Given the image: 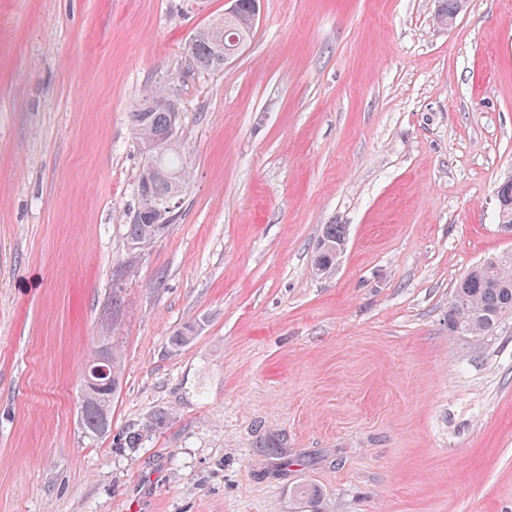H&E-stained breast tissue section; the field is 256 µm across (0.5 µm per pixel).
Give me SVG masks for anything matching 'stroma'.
<instances>
[{
	"mask_svg": "<svg viewBox=\"0 0 512 512\" xmlns=\"http://www.w3.org/2000/svg\"><path fill=\"white\" fill-rule=\"evenodd\" d=\"M227 7L0 0V512H512V314L448 331L457 281L512 253V0L449 27L437 0H264L199 71L183 47ZM158 87L190 181L136 249L130 113ZM344 238L345 228L343 225H325L313 260V270L317 275H326L333 270L336 265V257H338L336 255L339 254L343 246V243L340 241H344ZM112 363V365H111ZM112 370V390L104 387L101 391L91 396L92 402L87 406L86 401L89 400L88 394L91 389H94L103 380V377L109 375ZM122 381L121 375V359L118 352L110 348H103L99 354L86 364V372L84 380L81 383V390L83 395L82 410L87 406L82 415V422L85 437L94 439L106 433H100V407L104 405L109 412V417L112 420V400L116 396Z\"/></svg>",
	"mask_w": 512,
	"mask_h": 512,
	"instance_id": "1",
	"label": "stroma"
}]
</instances>
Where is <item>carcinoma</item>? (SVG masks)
I'll return each mask as SVG.
<instances>
[{
    "label": "carcinoma",
    "instance_id": "1",
    "mask_svg": "<svg viewBox=\"0 0 512 512\" xmlns=\"http://www.w3.org/2000/svg\"><path fill=\"white\" fill-rule=\"evenodd\" d=\"M251 0H240L238 11L215 23L195 30L185 43L184 52L201 70L217 71L224 68V52L229 43L219 45L213 32L214 25L235 33L243 43H250L255 26L251 24ZM180 111L178 100L166 89H157L145 95L130 113V120L143 153L153 147L159 158L154 165L143 162L137 177L136 203L126 213V238L137 248L145 247L160 238L175 223L179 210L161 214L159 205L177 191H186L188 166L181 150V142L166 143L173 118ZM341 224L325 225L314 255L313 270L318 275L330 273L336 265V243L344 240ZM512 313V254L489 258L474 266L455 285L448 308V332L481 335L490 330L505 315ZM122 381L121 359L112 351V387H105L91 397L82 415L85 437L101 436V407L112 411V400Z\"/></svg>",
    "mask_w": 512,
    "mask_h": 512
}]
</instances>
